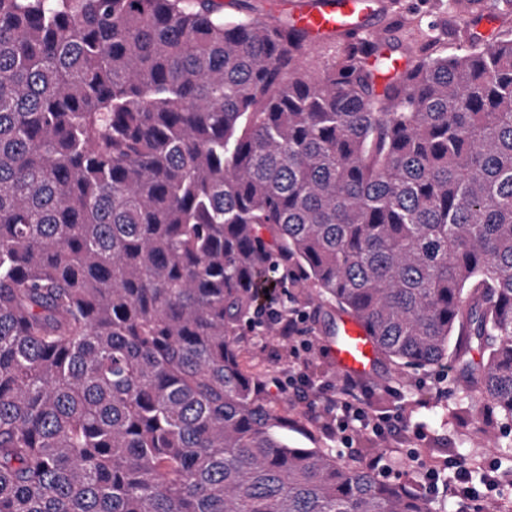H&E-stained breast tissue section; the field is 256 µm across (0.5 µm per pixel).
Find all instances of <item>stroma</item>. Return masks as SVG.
<instances>
[{
	"mask_svg": "<svg viewBox=\"0 0 512 512\" xmlns=\"http://www.w3.org/2000/svg\"><path fill=\"white\" fill-rule=\"evenodd\" d=\"M400 7L417 17L444 53L456 51L459 41L449 33L454 22L449 0H401ZM298 310L305 316L309 351L293 354L287 342L271 336L262 324L245 329L246 348L262 377L305 378L304 383L287 387L283 394L272 398L280 413L291 420L289 440L302 448H330L343 458H350L372 440V433L349 430L350 442L345 445L325 428L303 427L295 422L297 415L307 410L319 415L324 423L336 416L330 402L337 375L331 346L343 313L333 306H318L304 297L298 302ZM459 382L460 374L452 362L433 370L402 373L387 361L377 360L365 380V402L374 416L402 422L401 429L395 430L382 446L388 479L402 481L410 470L419 469V462L407 455L411 448H429L437 456L455 458L462 442L473 439L481 430L501 435L502 446L512 444V428L507 427L500 413L464 398Z\"/></svg>",
	"mask_w": 512,
	"mask_h": 512,
	"instance_id": "obj_1",
	"label": "stroma"
}]
</instances>
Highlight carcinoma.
<instances>
[{
	"label": "carcinoma",
	"mask_w": 512,
	"mask_h": 512,
	"mask_svg": "<svg viewBox=\"0 0 512 512\" xmlns=\"http://www.w3.org/2000/svg\"><path fill=\"white\" fill-rule=\"evenodd\" d=\"M246 8L0 0V512H460L279 434L240 336L290 261L512 421V38L401 68L398 15L313 64Z\"/></svg>",
	"instance_id": "carcinoma-1"
}]
</instances>
